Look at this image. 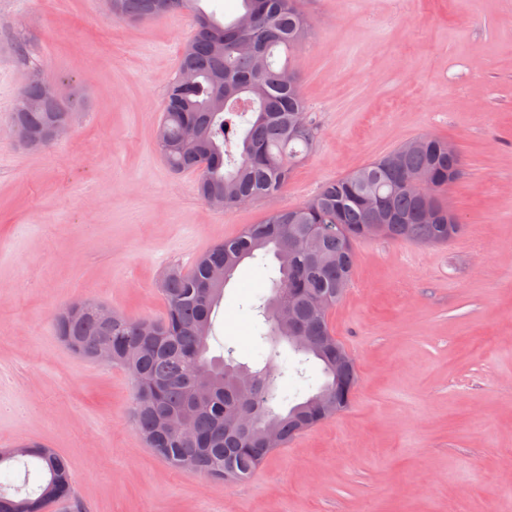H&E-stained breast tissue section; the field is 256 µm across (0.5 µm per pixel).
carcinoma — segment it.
<instances>
[{"instance_id": "obj_1", "label": "carcinoma", "mask_w": 512, "mask_h": 512, "mask_svg": "<svg viewBox=\"0 0 512 512\" xmlns=\"http://www.w3.org/2000/svg\"><path fill=\"white\" fill-rule=\"evenodd\" d=\"M198 0H111V17L143 21L195 9ZM197 29L185 46L178 74L169 82L157 145L174 173L195 172L203 201L224 207L275 199L311 150L314 125L289 54L308 35L297 0H241V12L221 24L196 12ZM62 116L41 82L25 84L11 126L41 136ZM461 154L448 140L422 136L355 172L328 182L307 203L269 209L266 220L213 245L191 268H172L162 283L158 336L143 333L144 319L112 314L105 333L96 315L100 302L71 315L58 310L56 330L76 355L106 337L112 365L125 369L135 387L133 424L147 448L171 465L210 480L249 478L269 449L323 422L324 398L345 410L357 383L354 360L336 340L328 313L349 285L355 244L369 230L394 241L442 245L460 225L448 223L445 192L463 173ZM273 254L277 264L265 263ZM255 261L271 295L262 297L257 335L270 343L258 352L263 367L207 356L214 315L238 267ZM305 361L316 360L324 381L293 405L276 379L288 370L281 344ZM28 458L39 470L38 490L10 493L0 487V512H44L60 503L81 512L66 459L40 443Z\"/></svg>"}]
</instances>
